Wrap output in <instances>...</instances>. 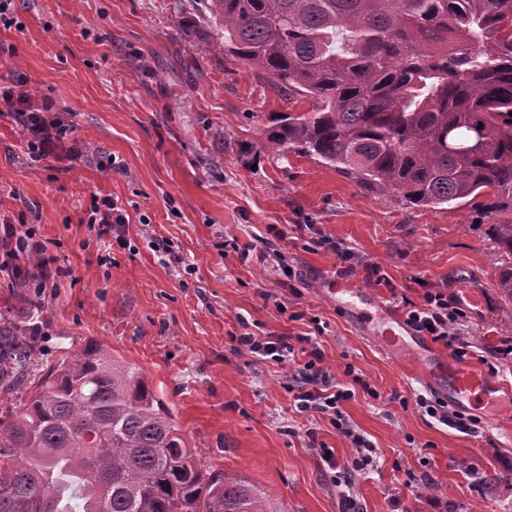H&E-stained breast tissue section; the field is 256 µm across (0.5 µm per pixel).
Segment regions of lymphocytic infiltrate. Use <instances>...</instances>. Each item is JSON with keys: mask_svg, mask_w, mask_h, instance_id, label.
Listing matches in <instances>:
<instances>
[{"mask_svg": "<svg viewBox=\"0 0 512 512\" xmlns=\"http://www.w3.org/2000/svg\"><path fill=\"white\" fill-rule=\"evenodd\" d=\"M0 101L6 106L7 116L25 120L26 141L33 160L49 158L57 143L69 139L72 130L60 121L52 111L49 101L35 102L27 92L15 89L14 85H0ZM90 224L96 225L100 234L111 236L118 247L129 244L125 234L126 214L117 201L111 198L95 203L89 216ZM463 310L457 298L441 291L426 292L421 303L412 305L406 312V323L415 332L444 341L458 359L470 356V344L456 330V324ZM238 345L247 352L271 359L278 363H291L288 374V390L292 395L293 411L305 417H329L335 428L349 433L352 457L346 463H339L334 449L310 437L309 442L325 472L334 486L339 487L342 506L339 512H360L350 487L356 472L375 466L377 452L365 437L350 434L342 407L356 394H371L372 389L354 366H346L343 377L325 365L318 348L297 355L294 346L284 336L259 337L251 332L237 336ZM422 414L439 424L455 429L468 436L480 433L479 417L449 409L447 401L436 397L418 396L416 400Z\"/></svg>", "mask_w": 512, "mask_h": 512, "instance_id": "obj_1", "label": "lymphocytic infiltrate"}]
</instances>
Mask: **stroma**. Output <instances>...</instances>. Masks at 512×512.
Returning a JSON list of instances; mask_svg holds the SVG:
<instances>
[{"mask_svg":"<svg viewBox=\"0 0 512 512\" xmlns=\"http://www.w3.org/2000/svg\"><path fill=\"white\" fill-rule=\"evenodd\" d=\"M196 0H13L0 25V83L26 82L75 129V161H31L19 128L0 119V219L37 228L51 262L34 278L24 258L0 272V318L26 319L16 289L38 299L34 369L86 340L139 368L169 409L196 463L254 485L266 512H338V489L309 448L307 429L334 448L351 444L329 419L292 410L289 367L248 355L235 340L316 337L335 373L353 365L377 392L343 412L378 450L358 473L363 512H512V394L474 438L436 424L415 404L434 386L414 353L378 339L382 311L405 317L427 289L456 296L461 334L512 384V315L496 287L499 254L477 202L411 207L366 192L321 160L265 148L276 112H306L260 73L196 52L183 17ZM125 210L127 249L88 224L102 197ZM329 237L361 264L346 278L317 241ZM171 240L180 262L155 252ZM294 277H286L281 264ZM388 284L374 286L365 265ZM248 327H241V320ZM434 485L421 493L416 481Z\"/></svg>","mask_w":512,"mask_h":512,"instance_id":"35a3bbf8","label":"stroma"}]
</instances>
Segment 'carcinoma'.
<instances>
[{
    "instance_id": "obj_1",
    "label": "carcinoma",
    "mask_w": 512,
    "mask_h": 512,
    "mask_svg": "<svg viewBox=\"0 0 512 512\" xmlns=\"http://www.w3.org/2000/svg\"><path fill=\"white\" fill-rule=\"evenodd\" d=\"M201 53L261 73L310 112L282 114L266 147L316 156L377 195L437 207L512 200V0H199ZM489 233L512 303V220ZM36 324L0 325V512H264L257 491L192 460L145 375L96 339L31 378Z\"/></svg>"
}]
</instances>
